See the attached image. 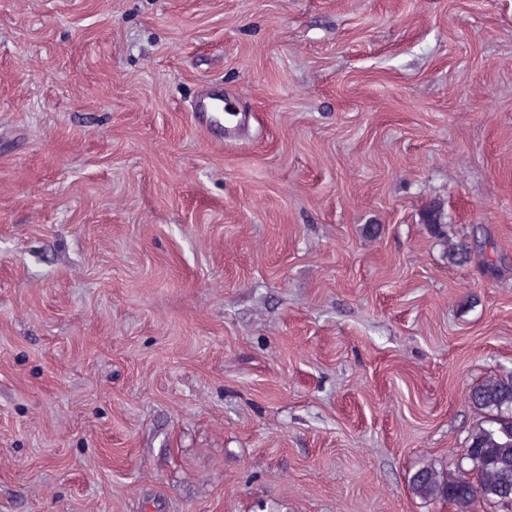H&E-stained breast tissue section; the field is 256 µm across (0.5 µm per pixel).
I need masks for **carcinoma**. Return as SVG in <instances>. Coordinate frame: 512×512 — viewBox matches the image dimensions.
I'll list each match as a JSON object with an SVG mask.
<instances>
[{"mask_svg": "<svg viewBox=\"0 0 512 512\" xmlns=\"http://www.w3.org/2000/svg\"><path fill=\"white\" fill-rule=\"evenodd\" d=\"M422 223L433 237L448 241V224L441 209L430 207ZM447 254L451 263L465 264L471 258L472 244L452 243ZM468 400L489 414L467 437L472 460L455 473L424 465L411 475L410 489L424 501H447L456 506V512H478L483 504L512 512V506L503 502L505 490L512 486V372L473 387Z\"/></svg>", "mask_w": 512, "mask_h": 512, "instance_id": "cac0c4a2", "label": "carcinoma"}]
</instances>
